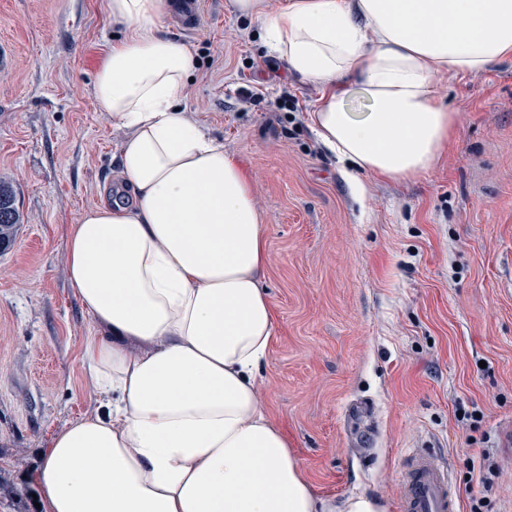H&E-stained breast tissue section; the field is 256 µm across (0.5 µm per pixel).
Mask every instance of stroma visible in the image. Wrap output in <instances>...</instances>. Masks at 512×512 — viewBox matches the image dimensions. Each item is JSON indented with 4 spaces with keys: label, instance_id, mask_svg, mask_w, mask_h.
I'll return each mask as SVG.
<instances>
[{
    "label": "stroma",
    "instance_id": "stroma-1",
    "mask_svg": "<svg viewBox=\"0 0 512 512\" xmlns=\"http://www.w3.org/2000/svg\"><path fill=\"white\" fill-rule=\"evenodd\" d=\"M202 13L192 32L166 15L163 32L193 54L185 111L252 176L277 323L259 395L307 480L396 512L419 443L446 461L465 510L472 469L493 459L488 512H512V60L436 76L459 123L431 170L353 179L309 128L320 86L269 58L233 0ZM124 36L105 0H0V183L19 214L0 253V512H33L45 449L98 405L67 249L73 225L116 197L124 133L93 83ZM251 86L266 103L240 102ZM285 89L300 111L272 107Z\"/></svg>",
    "mask_w": 512,
    "mask_h": 512
}]
</instances>
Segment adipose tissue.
Wrapping results in <instances>:
<instances>
[{"mask_svg": "<svg viewBox=\"0 0 512 512\" xmlns=\"http://www.w3.org/2000/svg\"><path fill=\"white\" fill-rule=\"evenodd\" d=\"M234 2L290 75L321 86L318 140L386 179L427 172L454 131L435 75L512 59V0ZM168 8L107 0L127 36L94 95L127 132L118 178L133 203H104L71 230L102 410L52 438L33 477L43 512H387L366 494H316L261 404L276 329L267 228L246 169L181 109L193 58L162 34Z\"/></svg>", "mask_w": 512, "mask_h": 512, "instance_id": "ef3b65f1", "label": "adipose tissue"}]
</instances>
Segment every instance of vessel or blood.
I'll return each instance as SVG.
<instances>
[{"mask_svg":"<svg viewBox=\"0 0 512 512\" xmlns=\"http://www.w3.org/2000/svg\"><path fill=\"white\" fill-rule=\"evenodd\" d=\"M176 15L184 30L200 24V0H178ZM398 512H459L460 496L446 464L422 448L410 449L401 472Z\"/></svg>","mask_w":512,"mask_h":512,"instance_id":"1","label":"vessel or blood"}]
</instances>
